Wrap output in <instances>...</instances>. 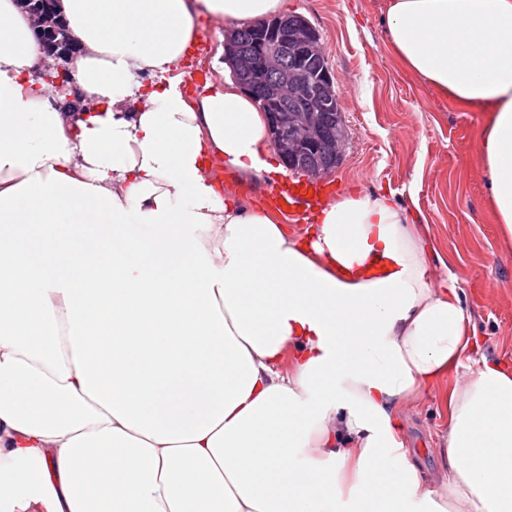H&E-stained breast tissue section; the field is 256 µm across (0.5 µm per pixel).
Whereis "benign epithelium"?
Returning <instances> with one entry per match:
<instances>
[{
	"label": "benign epithelium",
	"mask_w": 512,
	"mask_h": 512,
	"mask_svg": "<svg viewBox=\"0 0 512 512\" xmlns=\"http://www.w3.org/2000/svg\"><path fill=\"white\" fill-rule=\"evenodd\" d=\"M30 17L44 56L67 61L80 52L75 39L45 27L42 12L32 11ZM255 31V44L234 46L233 74L267 106L271 142L284 166L320 178L325 171L298 166L300 154L315 141L314 114L330 112L341 104L335 77L325 67L315 68L325 58L320 38L309 28L291 23L286 15L271 25L257 24ZM290 101L298 103L292 123L301 136L294 140L280 133L283 105Z\"/></svg>",
	"instance_id": "obj_1"
}]
</instances>
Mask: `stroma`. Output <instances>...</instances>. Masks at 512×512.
Returning a JSON list of instances; mask_svg holds the SVG:
<instances>
[{
	"label": "stroma",
	"instance_id": "stroma-1",
	"mask_svg": "<svg viewBox=\"0 0 512 512\" xmlns=\"http://www.w3.org/2000/svg\"><path fill=\"white\" fill-rule=\"evenodd\" d=\"M388 0H281L282 13L304 15L318 31L341 92L347 140L341 164L328 174L336 195L394 194L411 223L427 225L425 249L438 285L456 289L482 353L512 367V248L489 209L485 174L477 162L480 112H458L435 88L406 72L386 45ZM198 40L183 66V86L195 97L223 48L227 26L199 16ZM211 177L224 192L266 208L269 183L224 166ZM444 425L436 392L414 400L402 432L413 461L434 470Z\"/></svg>",
	"mask_w": 512,
	"mask_h": 512
}]
</instances>
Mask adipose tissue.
Here are the masks:
<instances>
[{
	"mask_svg": "<svg viewBox=\"0 0 512 512\" xmlns=\"http://www.w3.org/2000/svg\"><path fill=\"white\" fill-rule=\"evenodd\" d=\"M280 0H56L71 90L0 0V512H512V369L478 357L423 230L359 193L301 231L224 194L284 169L233 82L176 69L206 14ZM399 65L481 112L512 240V0H389ZM439 392L438 473L395 410ZM210 176L218 181L224 194L231 193L245 199L256 208L270 209L266 202L267 192L273 182H262L259 179H245L224 165H216L210 171Z\"/></svg>",
	"mask_w": 512,
	"mask_h": 512,
	"instance_id": "obj_1",
	"label": "adipose tissue"
}]
</instances>
